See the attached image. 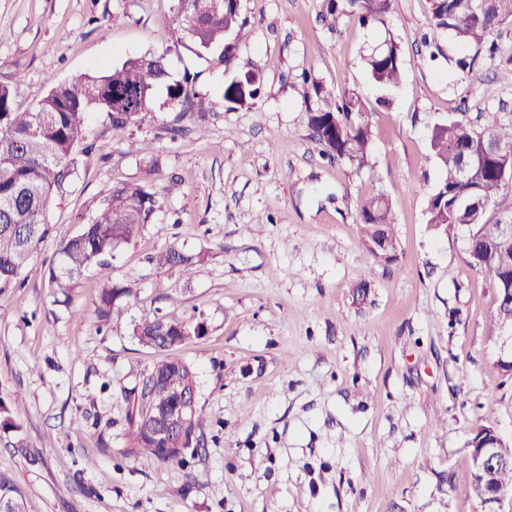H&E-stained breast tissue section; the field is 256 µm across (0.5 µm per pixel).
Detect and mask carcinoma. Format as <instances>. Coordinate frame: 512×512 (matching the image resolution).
Here are the masks:
<instances>
[{"instance_id":"cac0c4a2","label":"carcinoma","mask_w":512,"mask_h":512,"mask_svg":"<svg viewBox=\"0 0 512 512\" xmlns=\"http://www.w3.org/2000/svg\"><path fill=\"white\" fill-rule=\"evenodd\" d=\"M322 18L337 26L353 17L363 26L383 25L393 0H321ZM436 28L462 47L480 46L487 33L512 22V0H494L480 9L471 0H430ZM174 29L191 31L190 39L205 54L219 51L217 63L230 70L237 51L249 34L248 21L233 0L218 4L193 0L185 5L176 0L172 17ZM372 82L392 91L399 87L404 71L395 40L386 37L364 55ZM303 102L308 127L324 147L326 155L346 161L374 175L368 153L373 138L369 124L355 120L364 112L359 97L352 93L341 100L322 84L302 76ZM166 89L169 99L181 103L182 111L215 106L228 109L250 108L261 92L255 72L238 73L225 84L220 99L205 101L187 84L169 81L165 56L144 55L129 58L98 75H84L55 82L34 109L17 107V83L0 82V289L13 288L32 260L46 235V208L53 192L62 188L72 175L76 156L89 154L91 111L106 115L112 132L121 135L137 126L152 112L158 88ZM512 147V125H496L476 130L458 120L438 123L430 138V149L442 172V179L427 197V223L446 234L459 224L470 225V236L478 259V270L494 288H499L502 262L512 261V234L496 232V225L483 222L485 209L468 207L479 189L491 191L512 185V156L494 153L496 145ZM476 159L467 178L460 176L462 151ZM162 208L158 193L144 183H127L100 203L90 219H80L79 234L59 246V262L49 269V287L55 294H66L74 281L88 268L96 267L102 276L95 308L97 329L110 320L118 302L130 289L112 280V254L130 242ZM362 246L379 235L392 243L388 262L398 260L399 243L394 233L395 216L390 201L377 195L366 201L358 214ZM158 266L185 265L192 258L174 247L150 257ZM203 326L177 315H162L136 323L132 336L151 349L166 351L191 335H200ZM160 383L177 386L190 374L189 365L176 356L162 361ZM155 399L146 389L128 399V422L134 447L132 453L144 465L183 460L169 444L151 438L133 415L150 413ZM0 502L12 512H21L17 489L0 479Z\"/></svg>"}]
</instances>
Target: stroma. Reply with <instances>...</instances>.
I'll return each mask as SVG.
<instances>
[{"instance_id":"obj_1","label":"stroma","mask_w":512,"mask_h":512,"mask_svg":"<svg viewBox=\"0 0 512 512\" xmlns=\"http://www.w3.org/2000/svg\"><path fill=\"white\" fill-rule=\"evenodd\" d=\"M174 5L0 0V82L18 83L30 109L50 80L162 54L171 80L217 98L229 75L174 30ZM241 9L238 67L263 84L255 104L184 115L161 89L121 137L94 113L91 155L53 194L21 287L0 292V399L22 397L19 433L0 435V477L25 512H480L463 460L480 425L512 447V378L497 365L496 290L468 262L469 229L435 233L425 192L440 179L435 124L512 123V62L482 53L460 70L464 51L437 34L429 0H394L382 28L346 19L335 31L320 0ZM387 34L404 75L386 94L362 57ZM304 73L360 97L374 173L323 155ZM173 180L154 222L114 252L112 277L131 294L96 330L97 270L63 303L48 285L60 244L116 186ZM378 194L396 216L391 264L367 258L357 224ZM171 246L192 263H150ZM172 311L204 325L177 354L207 423L183 463L147 467L130 453L128 399L161 356L132 326Z\"/></svg>"}]
</instances>
